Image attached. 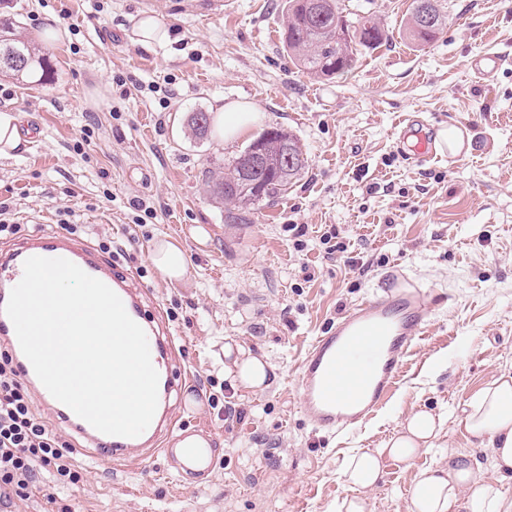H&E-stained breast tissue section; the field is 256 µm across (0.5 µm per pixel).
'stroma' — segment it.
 I'll use <instances>...</instances> for the list:
<instances>
[{
    "label": "stroma",
    "instance_id": "stroma-1",
    "mask_svg": "<svg viewBox=\"0 0 512 512\" xmlns=\"http://www.w3.org/2000/svg\"><path fill=\"white\" fill-rule=\"evenodd\" d=\"M390 38L360 48L352 71L323 79L298 70L281 41L283 0H14L26 36L44 47L52 80L30 88L0 78V114L18 117L20 142L0 154V224L20 234L76 225V239L148 288L194 385L179 421L221 437L214 476L183 488L161 457L140 467L87 465L78 484L37 470L14 512H336L353 452L382 447L414 410L444 414L430 451L384 461L368 512H408L419 472L454 448L484 474L492 461L461 424L466 402L512 370V68L478 79L469 59L512 54V0H444L448 23L431 44L405 35L413 0H345ZM154 16L168 40L142 44ZM244 99L259 126L233 143L192 136L189 113ZM466 127L463 153L415 164L399 131ZM293 134L308 164L253 223L228 224L206 173L227 167L261 130ZM150 207L141 216L138 206ZM304 225L295 237L289 227ZM331 233L340 250L321 242ZM186 256L166 278L154 241ZM444 293L406 374L363 430H313L301 409L299 365L309 344L349 307L381 291L393 272ZM256 357L272 366L258 391L227 370Z\"/></svg>",
    "mask_w": 512,
    "mask_h": 512
}]
</instances>
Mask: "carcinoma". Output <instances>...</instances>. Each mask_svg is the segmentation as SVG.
I'll list each match as a JSON object with an SVG mask.
<instances>
[{
  "label": "carcinoma",
  "mask_w": 512,
  "mask_h": 512,
  "mask_svg": "<svg viewBox=\"0 0 512 512\" xmlns=\"http://www.w3.org/2000/svg\"><path fill=\"white\" fill-rule=\"evenodd\" d=\"M284 12V47L296 67L317 77L333 78L349 72L358 48L374 46L388 38L384 28L371 17L351 20L341 0H285ZM447 19L441 0H413L406 33L414 42L429 44ZM0 74L34 85H43L51 77L49 61L22 35L11 16L0 19ZM187 124L195 136L203 137L209 130V116L194 112ZM261 136V165H251L245 150L229 164L227 171L208 176L210 192L224 200L226 224L251 223L259 206L287 192L288 185L306 168L307 158L301 146L285 129L272 127ZM286 152L294 163L284 161Z\"/></svg>",
  "instance_id": "1"
}]
</instances>
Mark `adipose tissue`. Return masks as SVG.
I'll list each match as a JSON object with an SVG mask.
<instances>
[{
    "instance_id": "obj_1",
    "label": "adipose tissue",
    "mask_w": 512,
    "mask_h": 512,
    "mask_svg": "<svg viewBox=\"0 0 512 512\" xmlns=\"http://www.w3.org/2000/svg\"><path fill=\"white\" fill-rule=\"evenodd\" d=\"M214 122L224 142L246 135L260 114L246 101L217 102ZM462 423L473 447L486 449L493 461V476L480 477V465L469 454L449 450L436 467L421 471L410 490L409 512H503L497 478L512 474V372L504 370L467 402ZM443 419L418 410L404 420L383 453L363 452L348 457L343 474L352 492L336 512H366L363 491L383 477L380 456L411 461L421 449L431 447Z\"/></svg>"
}]
</instances>
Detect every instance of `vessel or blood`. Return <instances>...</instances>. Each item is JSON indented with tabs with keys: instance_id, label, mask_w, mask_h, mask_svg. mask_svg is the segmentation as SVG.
<instances>
[{
	"instance_id": "vessel-or-blood-1",
	"label": "vessel or blood",
	"mask_w": 512,
	"mask_h": 512,
	"mask_svg": "<svg viewBox=\"0 0 512 512\" xmlns=\"http://www.w3.org/2000/svg\"><path fill=\"white\" fill-rule=\"evenodd\" d=\"M510 65L511 56L494 52L475 55L470 61L471 69L483 78ZM402 130L404 136L415 139L410 159L424 163L435 158L425 133L409 121ZM33 256L67 259L101 280L144 329L159 374L160 406L141 435L99 432L57 401L36 376L4 312L12 288L23 276L24 261ZM142 295L130 274L118 272L87 243L60 230L34 231L0 253V339L10 345L22 382L38 391L61 429L76 434L91 448L93 461L139 463L158 453L175 458L177 480L186 487L212 478L218 438L210 429L178 425L171 417L167 404L171 397H184L187 381L169 362L175 354L173 336L164 330L160 316L146 315ZM434 301L431 290L396 281L385 287L383 295L354 304L313 340L299 366V392L303 412L317 429L336 435L355 431L386 405L402 380L408 356L427 334Z\"/></svg>"
}]
</instances>
